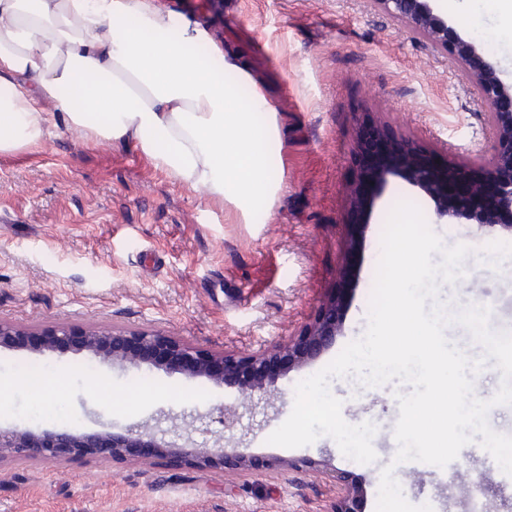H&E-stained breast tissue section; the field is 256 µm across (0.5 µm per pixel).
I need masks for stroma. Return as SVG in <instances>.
Returning a JSON list of instances; mask_svg holds the SVG:
<instances>
[{
  "label": "stroma",
  "instance_id": "35a3bbf8",
  "mask_svg": "<svg viewBox=\"0 0 512 512\" xmlns=\"http://www.w3.org/2000/svg\"><path fill=\"white\" fill-rule=\"evenodd\" d=\"M226 82L242 103L260 95L280 141V188L245 221L230 202L185 185L132 142L89 137L66 125L42 143L0 152V320L24 333L57 323L159 331L215 355L287 344L338 298L341 326L315 359L279 379L264 397L233 385L188 380L144 367L118 369L87 355L0 348V427L119 433L146 428L201 448L223 443L255 466L191 468L180 459L70 462L0 460V512H332L336 472L376 512L381 473L393 467L403 495L432 512H472L469 464L459 452L453 491L434 487L432 467L396 466L391 435L399 417L391 381L364 387L329 380L351 425L373 423L374 462L342 454L323 435L284 448L268 436L292 412L295 387L327 366L368 325L369 300L392 209L416 205L445 246L471 249L463 275L439 287L449 312L489 308L492 331H512V230L451 224L420 187L392 176L359 228H351L360 159L357 130L373 127L434 162L461 170L490 165L492 117L466 78L468 65L438 51L376 0H226ZM449 26L512 87V23L495 0H463ZM164 257L145 275L141 248ZM92 364L93 375L82 368ZM40 364L61 386L33 395L18 380ZM48 414L37 415L38 406ZM236 428H224L223 409Z\"/></svg>",
  "mask_w": 512,
  "mask_h": 512
}]
</instances>
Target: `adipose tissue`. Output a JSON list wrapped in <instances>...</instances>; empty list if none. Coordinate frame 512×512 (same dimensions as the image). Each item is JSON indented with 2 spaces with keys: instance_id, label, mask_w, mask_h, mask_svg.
I'll return each instance as SVG.
<instances>
[{
  "instance_id": "obj_1",
  "label": "adipose tissue",
  "mask_w": 512,
  "mask_h": 512,
  "mask_svg": "<svg viewBox=\"0 0 512 512\" xmlns=\"http://www.w3.org/2000/svg\"><path fill=\"white\" fill-rule=\"evenodd\" d=\"M200 28L156 0H0V151L39 144L47 125L134 139L157 167L249 216L280 183L235 91L190 56ZM55 109L40 111L41 101Z\"/></svg>"
}]
</instances>
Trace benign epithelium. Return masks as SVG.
<instances>
[{"label": "benign epithelium", "mask_w": 512, "mask_h": 512, "mask_svg": "<svg viewBox=\"0 0 512 512\" xmlns=\"http://www.w3.org/2000/svg\"><path fill=\"white\" fill-rule=\"evenodd\" d=\"M432 0H378L392 16L414 32L428 37L434 47L469 63L466 77L476 83L482 102L491 113L496 130L492 164L470 171L438 166L426 155L374 130L358 134L362 180L355 207L366 211L379 198L387 176L400 174L424 188L437 203L439 216L450 224L512 226V112H503V101L512 102V89L497 77L494 67L481 59L474 46L453 33L447 19L434 10ZM338 299L329 300L317 318L286 345H274L247 356H216L160 332L105 331L71 324L51 325L39 334L30 349L39 352L86 354L121 367L146 366L187 379H205L217 386L235 384L248 396L275 386L281 373L315 357L328 346L338 327ZM24 333L0 321V348L21 347ZM173 454L193 467L237 468L245 457L222 445L197 448L157 440L137 430L123 433L68 429L0 428V460L5 457L65 461L76 458H123L134 461L159 459ZM340 496L334 512H359V493L349 476L336 473Z\"/></svg>", "instance_id": "benign-epithelium-1"}]
</instances>
